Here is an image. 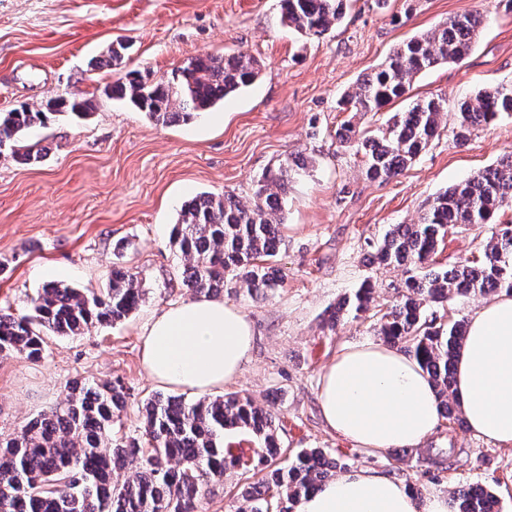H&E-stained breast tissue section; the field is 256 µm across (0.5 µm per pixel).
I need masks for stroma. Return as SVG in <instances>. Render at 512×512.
<instances>
[{"label":"stroma","instance_id":"obj_1","mask_svg":"<svg viewBox=\"0 0 512 512\" xmlns=\"http://www.w3.org/2000/svg\"><path fill=\"white\" fill-rule=\"evenodd\" d=\"M476 12L488 20L470 54L423 72L408 94L445 99L438 136L398 177L367 179L361 156L337 142L336 128L351 120L375 134L394 109L354 117L340 111L342 95L395 45ZM118 42L127 49L113 67L106 59ZM206 54L254 58L260 76L188 123H156L106 93L127 72L168 78ZM510 83L506 0H351L344 20L319 38L285 26L279 0H0V113L77 90L93 104L85 119L55 114L31 131L49 149L41 163L0 155V306L25 313L29 297L49 282L100 291L117 262L147 290L115 324L79 336L46 334L40 362L0 358V436L60 407L75 380L121 382L127 406L112 433L139 435L144 400L162 390L144 368L142 335L153 317L194 296L169 244L182 204L203 192L250 198L263 174L296 160L274 259L281 286L258 296L224 290L255 336L225 392L271 411L290 452L324 449L347 468L395 476L421 496L481 486L497 496L499 512H512V446L442 418L420 446L372 455L332 432L317 400L324 368L341 348L377 340L380 317L402 291L405 267L374 258L386 232L416 223L439 192L512 153V115L472 128L464 146L452 142L459 102ZM491 232L488 225L449 230L432 266L479 257ZM122 241L130 247L119 258L114 247ZM366 281L375 288L367 311L325 327L326 310ZM244 484L241 470L225 471L209 482L201 512H230Z\"/></svg>","mask_w":512,"mask_h":512}]
</instances>
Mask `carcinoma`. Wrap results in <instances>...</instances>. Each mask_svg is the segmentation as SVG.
Listing matches in <instances>:
<instances>
[{"instance_id": "obj_1", "label": "carcinoma", "mask_w": 512, "mask_h": 512, "mask_svg": "<svg viewBox=\"0 0 512 512\" xmlns=\"http://www.w3.org/2000/svg\"><path fill=\"white\" fill-rule=\"evenodd\" d=\"M282 21L305 38L320 37L338 25L347 0H280ZM486 18L462 15L398 44L372 74L358 81L341 104L351 112H378L403 98L422 72L462 61L472 50ZM258 75L256 61L243 55L194 57L172 78L150 79L130 71L111 86L125 99L163 124L190 122L226 97L249 86ZM92 104L78 93L57 95L45 108H15L0 116V143L24 164L47 155L42 141L26 133L45 124L47 113L83 119ZM445 112L440 97L419 99L392 117L380 137L358 136L353 125L336 129L341 144H355L372 180L387 181L431 145ZM512 114V84L479 91L458 105L456 145L470 130ZM288 164L270 171L244 200L234 194H201L186 202L173 225L169 244L186 264L183 283L197 294L218 295L231 282L249 293L266 292L281 281L272 258L279 249L283 223L281 194L288 186ZM512 208V154L497 165L439 193L415 224H397L376 251L379 264L407 265L415 274L406 293L379 323L384 342L413 357L428 373L440 399V414L454 415L452 383L455 356L466 333L463 320L425 315L454 295L512 292V226L498 230L476 261L450 269L424 270L457 226L490 224ZM372 287L366 282L351 298L327 311L325 324L336 327L344 313L366 311ZM146 289L128 269L113 265L104 293L89 296L65 283H49L30 299L27 312L0 308V356L20 355L32 362L44 357L42 332L79 336L93 324L110 325L144 301ZM127 404L116 383L76 381L63 406L28 422L17 438L0 441V512H199L207 478L239 467L261 479L242 491L236 512H283L281 501L296 502L334 479L345 465L321 448L288 458L275 432V417L251 399L227 393L188 403L157 394L144 411L140 438L112 439V421ZM237 430L257 439L260 450L246 462L224 451V432ZM459 512H496L497 497L482 487L456 494Z\"/></svg>"}]
</instances>
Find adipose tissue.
Listing matches in <instances>:
<instances>
[{"instance_id":"1","label":"adipose tissue","mask_w":512,"mask_h":512,"mask_svg":"<svg viewBox=\"0 0 512 512\" xmlns=\"http://www.w3.org/2000/svg\"><path fill=\"white\" fill-rule=\"evenodd\" d=\"M253 345L240 309L203 296L152 319L143 362L156 383L207 394L239 376ZM452 390L470 432L512 445V296L487 300L470 315ZM318 401L329 428L371 453L419 446L439 419L427 373L381 341L339 351L320 376ZM298 512H458V505L442 493L418 497L394 476L358 468L304 497Z\"/></svg>"}]
</instances>
